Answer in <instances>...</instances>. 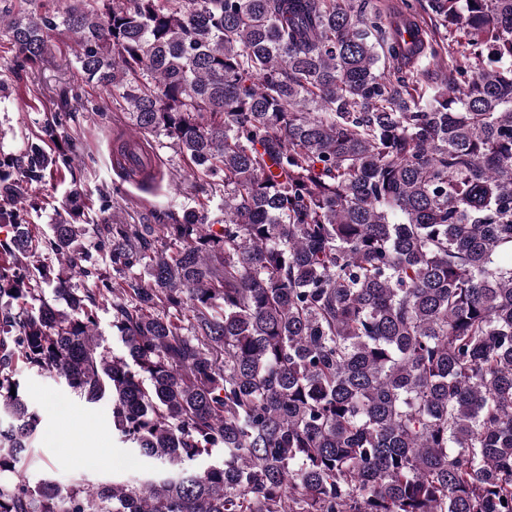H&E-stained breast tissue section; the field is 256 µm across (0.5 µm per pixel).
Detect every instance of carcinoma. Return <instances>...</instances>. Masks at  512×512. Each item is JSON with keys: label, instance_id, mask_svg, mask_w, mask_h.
<instances>
[{"label": "carcinoma", "instance_id": "carcinoma-1", "mask_svg": "<svg viewBox=\"0 0 512 512\" xmlns=\"http://www.w3.org/2000/svg\"><path fill=\"white\" fill-rule=\"evenodd\" d=\"M369 2L0 11L33 66L74 42L132 173L162 136L209 185L154 224H88L78 194L46 230L0 208V512H512V0ZM408 16L448 79L389 67ZM51 165L32 143L0 185ZM23 371L158 470L31 483Z\"/></svg>", "mask_w": 512, "mask_h": 512}]
</instances>
